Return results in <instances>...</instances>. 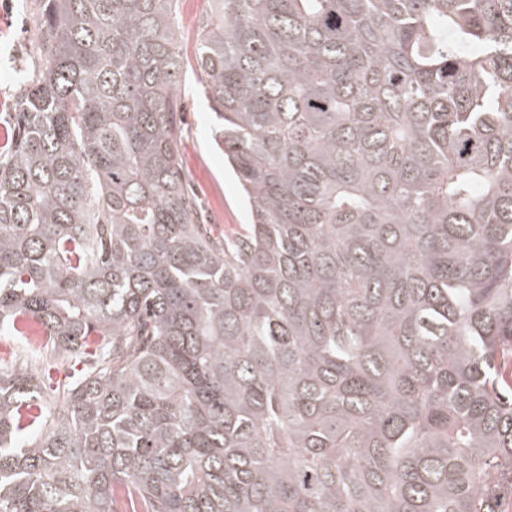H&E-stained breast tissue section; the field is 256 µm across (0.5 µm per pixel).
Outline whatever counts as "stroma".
I'll use <instances>...</instances> for the list:
<instances>
[{
  "instance_id": "1",
  "label": "stroma",
  "mask_w": 512,
  "mask_h": 512,
  "mask_svg": "<svg viewBox=\"0 0 512 512\" xmlns=\"http://www.w3.org/2000/svg\"><path fill=\"white\" fill-rule=\"evenodd\" d=\"M44 0H0V147L13 130L12 113L26 81L38 76L42 60L27 40ZM209 10L207 0H177L176 31L183 58L182 114L184 129L179 164L188 193L201 207L212 238L240 232L248 222L235 180L224 170L216 149L211 115L200 93L197 48L200 27Z\"/></svg>"
}]
</instances>
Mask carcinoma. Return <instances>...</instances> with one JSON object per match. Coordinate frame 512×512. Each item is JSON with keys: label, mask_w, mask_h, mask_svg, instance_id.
<instances>
[{"label": "carcinoma", "mask_w": 512, "mask_h": 512, "mask_svg": "<svg viewBox=\"0 0 512 512\" xmlns=\"http://www.w3.org/2000/svg\"><path fill=\"white\" fill-rule=\"evenodd\" d=\"M175 0H44L0 160V512H502L512 0H208L249 206L178 165ZM1 354L5 360L2 361L4 367H10L12 362L15 365V361L12 360L17 356L20 362L23 361L22 365L26 366L28 363V367H36L53 380L63 379L69 372L68 366L63 364L58 356L51 351H46L42 357L36 360L28 358V362H25V355L7 326L0 330V356Z\"/></svg>", "instance_id": "1"}]
</instances>
